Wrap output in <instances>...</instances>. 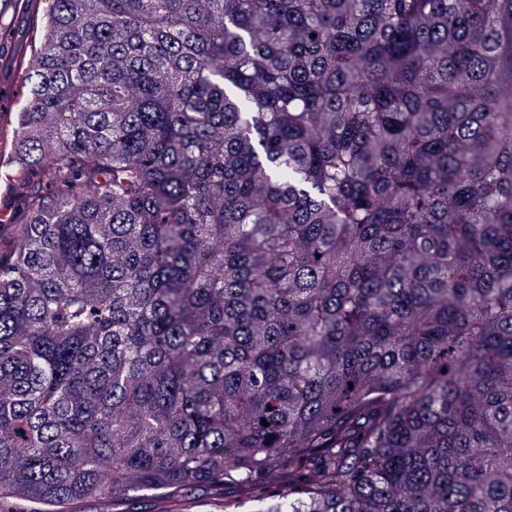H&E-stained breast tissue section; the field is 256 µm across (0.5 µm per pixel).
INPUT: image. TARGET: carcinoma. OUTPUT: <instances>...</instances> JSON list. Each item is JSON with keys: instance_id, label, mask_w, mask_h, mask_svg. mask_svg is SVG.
Here are the masks:
<instances>
[{"instance_id": "carcinoma-1", "label": "carcinoma", "mask_w": 512, "mask_h": 512, "mask_svg": "<svg viewBox=\"0 0 512 512\" xmlns=\"http://www.w3.org/2000/svg\"><path fill=\"white\" fill-rule=\"evenodd\" d=\"M52 2L0 495L512 512V0ZM189 495L196 502V512H214L212 505L224 503L223 485H199L194 487Z\"/></svg>"}]
</instances>
